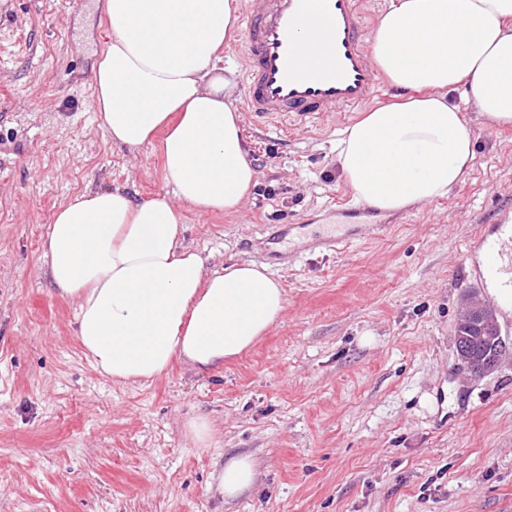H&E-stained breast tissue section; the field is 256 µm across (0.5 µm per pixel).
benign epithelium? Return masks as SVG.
<instances>
[{
	"label": "benign epithelium",
	"instance_id": "obj_1",
	"mask_svg": "<svg viewBox=\"0 0 512 512\" xmlns=\"http://www.w3.org/2000/svg\"><path fill=\"white\" fill-rule=\"evenodd\" d=\"M457 322L478 328L480 337L489 341L492 346L491 353L483 354L475 346L477 338L459 337L456 352L463 367L474 377L495 371L503 354L506 353L508 344L501 335L494 312L490 308L478 304L475 299L468 298L459 309Z\"/></svg>",
	"mask_w": 512,
	"mask_h": 512
}]
</instances>
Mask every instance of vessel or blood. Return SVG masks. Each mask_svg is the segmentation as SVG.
I'll return each mask as SVG.
<instances>
[{"label": "vessel or blood", "mask_w": 512, "mask_h": 512, "mask_svg": "<svg viewBox=\"0 0 512 512\" xmlns=\"http://www.w3.org/2000/svg\"><path fill=\"white\" fill-rule=\"evenodd\" d=\"M363 0H245L238 33L243 72L239 107L258 127L305 124L369 102L381 83L368 48ZM356 224L319 240L349 246L374 210L356 211ZM463 264L479 299L512 331V211L481 225Z\"/></svg>", "instance_id": "vessel-or-blood-1"}]
</instances>
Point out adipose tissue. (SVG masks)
<instances>
[{
  "label": "adipose tissue",
  "instance_id": "obj_1",
  "mask_svg": "<svg viewBox=\"0 0 512 512\" xmlns=\"http://www.w3.org/2000/svg\"><path fill=\"white\" fill-rule=\"evenodd\" d=\"M237 0H105L109 39L94 68L101 125L135 150L162 134L168 195L85 191L47 233L49 277L78 302L76 337L116 380H150L181 359L208 368L263 336L284 311L266 267L212 274L183 247L175 201L238 212L258 172L220 50ZM374 64L400 100L346 126L336 163L356 199L382 211L446 197L474 158L459 100L512 125V0H392L370 37Z\"/></svg>",
  "mask_w": 512,
  "mask_h": 512
}]
</instances>
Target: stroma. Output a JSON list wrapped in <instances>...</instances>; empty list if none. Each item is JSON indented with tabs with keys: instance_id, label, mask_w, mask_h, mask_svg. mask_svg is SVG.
<instances>
[{
	"instance_id": "35a3bbf8",
	"label": "stroma",
	"mask_w": 512,
	"mask_h": 512,
	"mask_svg": "<svg viewBox=\"0 0 512 512\" xmlns=\"http://www.w3.org/2000/svg\"><path fill=\"white\" fill-rule=\"evenodd\" d=\"M104 2L0 0V512H512V354L473 377L455 346L467 241L512 207V127L463 104V180L336 253L313 242L357 204L336 143L359 111L243 123L256 185L234 214L178 204L181 243L209 274L267 267L282 316L222 365L119 382L77 341L46 257L70 197L170 190L160 141L131 151L101 126ZM197 418L210 447L190 437ZM243 454L255 483L224 499L218 476Z\"/></svg>"
}]
</instances>
